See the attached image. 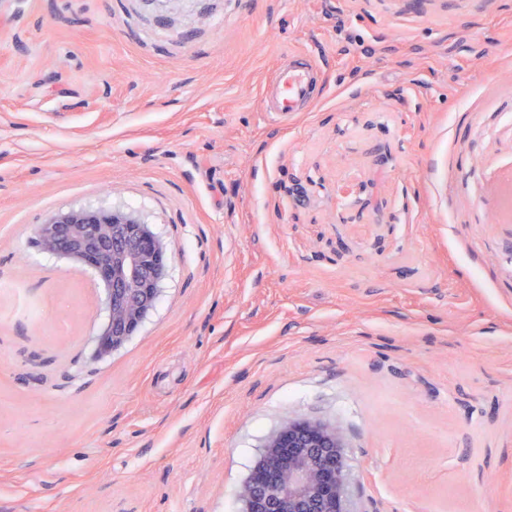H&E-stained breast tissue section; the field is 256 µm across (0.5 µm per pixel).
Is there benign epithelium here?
Returning a JSON list of instances; mask_svg holds the SVG:
<instances>
[{
  "label": "benign epithelium",
  "mask_w": 512,
  "mask_h": 512,
  "mask_svg": "<svg viewBox=\"0 0 512 512\" xmlns=\"http://www.w3.org/2000/svg\"><path fill=\"white\" fill-rule=\"evenodd\" d=\"M37 246L88 267L102 287L106 318L96 356L121 348L154 308L167 276L168 243L134 212L71 209L38 226ZM342 431L318 421L290 419L265 440L263 473L238 491L241 512H349Z\"/></svg>",
  "instance_id": "1"
}]
</instances>
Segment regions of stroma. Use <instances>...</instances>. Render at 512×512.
<instances>
[{
    "instance_id": "obj_1",
    "label": "stroma",
    "mask_w": 512,
    "mask_h": 512,
    "mask_svg": "<svg viewBox=\"0 0 512 512\" xmlns=\"http://www.w3.org/2000/svg\"><path fill=\"white\" fill-rule=\"evenodd\" d=\"M511 190L512 0H0V512H239L289 418L355 512H512ZM81 207L172 248L103 357ZM313 73L312 64L302 58L284 67L266 99L267 111L284 115L299 112V107L310 99Z\"/></svg>"
}]
</instances>
